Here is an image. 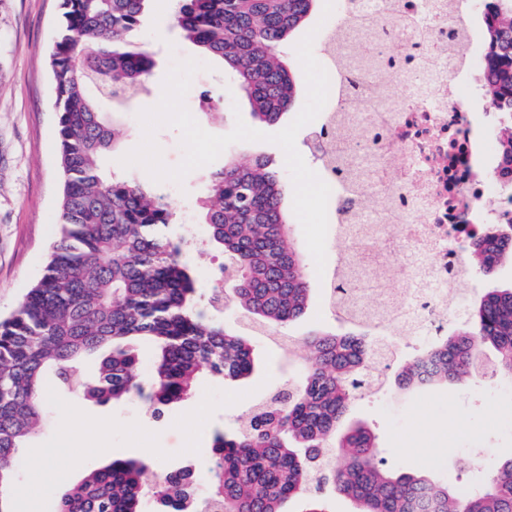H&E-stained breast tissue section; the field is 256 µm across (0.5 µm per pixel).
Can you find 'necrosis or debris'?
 <instances>
[{
  "label": "necrosis or debris",
  "instance_id": "4bbe7bcc",
  "mask_svg": "<svg viewBox=\"0 0 512 512\" xmlns=\"http://www.w3.org/2000/svg\"><path fill=\"white\" fill-rule=\"evenodd\" d=\"M467 0H339L343 30L325 27L322 65L330 80L322 129L339 127L329 154L317 161L331 189L329 250L351 262L359 277L386 274L398 264L411 288L383 289L381 302L400 311L389 345L407 331H437L448 320V294L468 273L465 243L481 234L478 205L488 192L482 169L495 156L478 137L466 78L484 59L479 34L458 23ZM371 45L384 60L377 73L341 66ZM363 169L379 192V207L356 211L335 157ZM366 229L364 245L342 253L345 225Z\"/></svg>",
  "mask_w": 512,
  "mask_h": 512
}]
</instances>
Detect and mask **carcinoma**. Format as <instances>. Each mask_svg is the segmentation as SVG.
Returning <instances> with one entry per match:
<instances>
[{"instance_id": "1", "label": "carcinoma", "mask_w": 512, "mask_h": 512, "mask_svg": "<svg viewBox=\"0 0 512 512\" xmlns=\"http://www.w3.org/2000/svg\"><path fill=\"white\" fill-rule=\"evenodd\" d=\"M147 0H62V22L49 55L63 178L59 241L41 279L0 322V512L18 449L44 426V387L54 380L99 405L132 398L162 417L185 402L207 376L236 382L255 369L251 340L199 307L187 240L167 229L177 213L158 190L134 179L107 180L99 157L119 130L86 93L96 84L117 108L144 89L154 61L127 51ZM319 0H178L176 26L207 55L224 60L247 94L252 116L275 124L298 93L282 45ZM487 33L481 90L499 114L498 164L492 178L509 190L498 223L470 247L471 265L489 275L512 261V0H480ZM349 204L371 205L364 178L344 173ZM281 178L270 160H234L209 177L200 199L206 244L224 253L229 296L212 289L217 310L231 302L252 329L275 330L301 317L309 286L302 255L281 206ZM375 325L351 322L342 333L318 331L305 340L306 369L259 402L230 434L213 438L212 486L197 494L189 464L150 479L156 468L116 459L59 492L56 512H141L152 495L156 512H284L293 498L302 512H328L329 491L348 497L355 512H512V458L479 491L460 496L421 471L383 467L374 434L362 423L342 427L355 401L394 381L403 392L462 383L476 374L512 379V287L469 304V319L433 337L423 353L374 374L381 336ZM153 350L149 381L138 377L135 345Z\"/></svg>"}]
</instances>
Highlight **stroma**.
<instances>
[{
    "instance_id": "35a3bbf8",
    "label": "stroma",
    "mask_w": 512,
    "mask_h": 512,
    "mask_svg": "<svg viewBox=\"0 0 512 512\" xmlns=\"http://www.w3.org/2000/svg\"><path fill=\"white\" fill-rule=\"evenodd\" d=\"M171 0H150L135 41L153 55L149 90L133 105L114 112L111 99L95 85L87 91L102 112L113 114L122 135L102 161L108 174L148 181L139 166L120 160L143 137L138 119L142 109L162 97L163 80L173 61L194 58L204 63L185 98V105L207 132L224 135L236 118L253 124L245 93L222 59L202 54L185 41L174 22ZM61 21V0H0V321L17 308L40 278L57 235L61 173L56 136L57 113L48 64ZM223 98L220 110L201 109L204 97ZM269 158L284 167L285 155L269 142H237L219 159L190 172L182 181L162 187L179 215L176 235L202 241L206 237L198 201L210 172L235 158L246 163ZM311 288L305 314L286 326L284 335L299 339L308 332L339 326L313 258H306ZM512 286V263L505 261L485 276L469 270L453 288L456 312L492 288ZM257 369L247 379L225 383L206 377L181 406L154 419L148 403L129 399L98 405L76 399L56 384H47L48 424L19 451L11 491L14 512H55V496L92 469L117 458H138L172 465L210 466L212 438L232 432L238 421L262 398L298 374L272 337L252 338ZM350 420L370 427L386 467L402 473L426 471L459 494L480 489L504 460L512 457V380L483 377L463 384L440 386L407 397L395 386L358 400Z\"/></svg>"
}]
</instances>
